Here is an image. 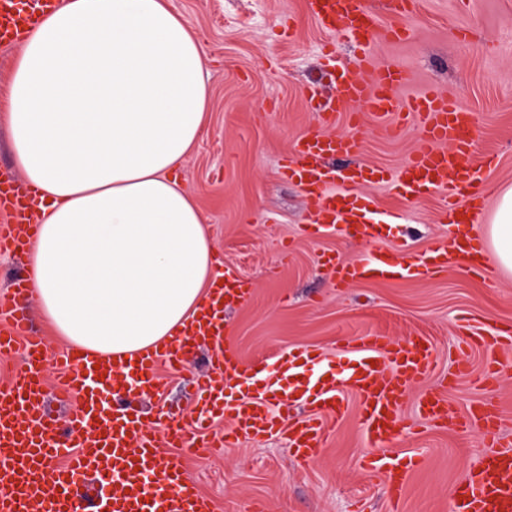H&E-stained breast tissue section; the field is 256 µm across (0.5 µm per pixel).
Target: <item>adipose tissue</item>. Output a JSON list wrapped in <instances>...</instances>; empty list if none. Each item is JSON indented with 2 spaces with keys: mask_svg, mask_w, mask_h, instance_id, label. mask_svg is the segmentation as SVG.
<instances>
[{
  "mask_svg": "<svg viewBox=\"0 0 512 512\" xmlns=\"http://www.w3.org/2000/svg\"><path fill=\"white\" fill-rule=\"evenodd\" d=\"M208 55L170 0H60L27 35L5 110L43 200L27 277L47 330L92 355L170 342L220 276L176 170L209 122ZM485 249L512 274V187Z\"/></svg>",
  "mask_w": 512,
  "mask_h": 512,
  "instance_id": "1",
  "label": "adipose tissue"
}]
</instances>
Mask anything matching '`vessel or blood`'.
I'll use <instances>...</instances> for the list:
<instances>
[{
	"label": "vessel or blood",
	"instance_id": "1",
	"mask_svg": "<svg viewBox=\"0 0 512 512\" xmlns=\"http://www.w3.org/2000/svg\"><path fill=\"white\" fill-rule=\"evenodd\" d=\"M57 0H0V45L19 44L27 29ZM311 16L322 27L369 44L377 31L390 40H407V28L380 26L362 0H308ZM408 77L400 68L370 67L367 57L339 66L334 77L336 95L319 115V125L291 145L281 160V172L303 187L316 208L320 229L358 237L372 251L361 261L345 263L328 258L337 286L360 280L415 278L422 272L446 271L454 260L467 268L481 266L483 250L462 228L471 224L479 202L488 192L475 164V135L468 112L446 93L429 89L400 101L399 88ZM357 104L375 117L401 123L415 118L424 140L397 174L401 196L419 199L444 191L448 202L445 223L457 226L452 242L440 241L418 254L400 248L379 250L389 228L375 218L370 201L331 187L336 178L353 185L385 182L383 170L357 161L362 151L352 137L326 133L337 113ZM33 192L24 180L0 178V212L9 217L0 225V253L25 252L32 240ZM249 290L228 274L215 286L200 315L164 353L149 352L129 363L95 360L77 346L56 359L63 386L58 400L69 406L66 420H58L43 406L47 395L42 366L43 342L29 334L30 297L27 279H15L9 296L0 299V356L24 349L21 368L0 385V512H213L190 476L184 457L174 447H205L206 431L223 418L225 444L284 435L294 456L314 461L329 435L328 422L342 418L347 408L344 391L357 399L358 428L373 448L384 449L406 422L399 410L411 384L435 366L432 345L414 341L400 345L390 337L369 333L353 338L354 349L341 371L326 364L317 346L296 347L281 359L276 371L262 376L261 364L245 361L221 345L224 306L244 302ZM211 346L212 374L193 383L198 406L191 416L162 423L144 411L145 397L159 394L160 367L181 370L193 347ZM110 388L103 403L100 392ZM449 385L426 390L417 401L419 415L437 426L450 424ZM304 403L307 419L284 425L282 408ZM476 421L482 436L496 438L498 449L484 457L477 472L455 488L451 512H512V442L499 438L497 401L481 399L464 416ZM415 457L383 454L368 459L366 471L378 473L393 500H400ZM111 481L113 492L103 495Z\"/></svg>",
	"mask_w": 512,
	"mask_h": 512
}]
</instances>
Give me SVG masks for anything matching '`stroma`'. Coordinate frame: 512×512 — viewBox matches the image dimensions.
Wrapping results in <instances>:
<instances>
[{"label":"stroma","mask_w":512,"mask_h":512,"mask_svg":"<svg viewBox=\"0 0 512 512\" xmlns=\"http://www.w3.org/2000/svg\"><path fill=\"white\" fill-rule=\"evenodd\" d=\"M382 24L409 28L407 41L370 42L374 64H394L409 81L401 99L433 87L472 115L477 150L497 155L495 168L482 171L492 209L499 189L512 185V0H410L404 13H392L386 0H368ZM172 7L205 45L209 58L210 118L206 134L183 163L178 177L199 190V207L224 269L248 281L246 301L224 311V345L243 359H274L313 344L332 364L344 354L342 338L380 332L407 345L420 337L437 346L434 371L414 384L400 410L412 420L394 449L420 460L408 476L398 503L365 473L374 456L353 418L336 423L313 463H300L286 441L269 437L214 454L187 448L188 471L215 512H248L254 502L267 512H449L453 487L493 452L477 427H438L416 420V401L430 386L453 378L449 398L457 410L490 396L501 408V431L512 437V353L497 383L477 376L488 352L464 350L461 324L488 333L512 322V277L495 265L472 273L461 263L440 275L416 279L359 282L337 287L327 254L345 261L363 259L369 244L307 225L311 205L296 182L286 180L279 163L293 140L316 126V111L334 89L322 69L325 52L349 63L361 48L355 39L321 27L307 13V0H171ZM315 86L313 102L303 90ZM370 113L356 121L338 117V136L360 139L362 161L395 174L421 142L415 125L388 134ZM377 215L391 218L387 247L403 244L421 252L446 238L438 221L443 195L402 197L392 183L368 189ZM208 349H200L188 370L161 369V395L145 399L152 412L177 416L190 406L187 388L208 374ZM469 372L457 374L459 361Z\"/></svg>","instance_id":"obj_1"}]
</instances>
